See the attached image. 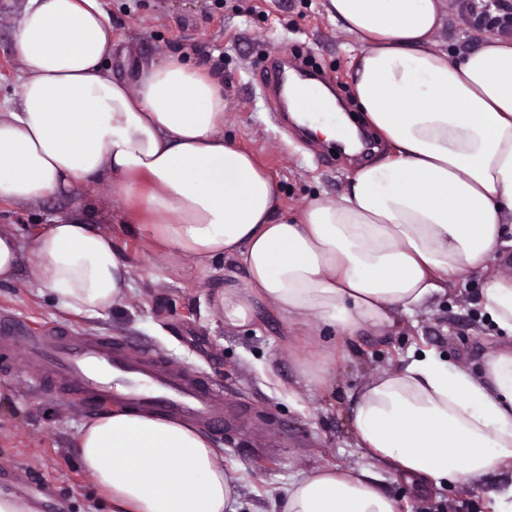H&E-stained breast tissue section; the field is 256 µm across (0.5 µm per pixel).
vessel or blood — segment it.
I'll list each match as a JSON object with an SVG mask.
<instances>
[{"label":"vessel or blood","instance_id":"1","mask_svg":"<svg viewBox=\"0 0 512 512\" xmlns=\"http://www.w3.org/2000/svg\"><path fill=\"white\" fill-rule=\"evenodd\" d=\"M293 106L311 120L335 118L314 85L298 93ZM0 348L14 352L35 381L52 380L76 396L86 411L118 403L204 424L226 421L223 392L201 375L173 368L161 356L135 353L109 337L57 329L30 334L19 322L0 317Z\"/></svg>","mask_w":512,"mask_h":512}]
</instances>
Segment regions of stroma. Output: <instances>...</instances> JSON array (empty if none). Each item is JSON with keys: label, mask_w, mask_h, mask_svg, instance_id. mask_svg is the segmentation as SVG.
Here are the masks:
<instances>
[{"label": "stroma", "mask_w": 512, "mask_h": 512, "mask_svg": "<svg viewBox=\"0 0 512 512\" xmlns=\"http://www.w3.org/2000/svg\"><path fill=\"white\" fill-rule=\"evenodd\" d=\"M486 0H444L445 24L438 47L469 49L480 34L512 38V24L484 16ZM26 0H0V112L6 111L22 65L15 29ZM114 38L109 68L126 79L139 61H162L183 52L191 64L224 79V136L250 151L280 185L284 213L293 215L317 198L336 199L356 169L378 160L377 144L363 159L334 155L324 138L280 123L275 101L261 90L277 54L311 60L329 80L353 122L365 126L350 84V57L357 43L327 16L324 0H103ZM83 207L93 228L110 234L129 260L132 280L122 306L98 316L69 314L39 291L32 268L0 284V317L24 326L66 328L109 336L136 351H154L193 369L224 390V408L236 413L234 428L207 427L226 470L241 479L232 512H268L290 483L323 465L364 466L352 426L353 396L376 376L396 371L435 350L448 362L476 368L483 354L512 344L482 313L481 274L448 284L445 293L414 314L338 337L348 356L331 366L326 385L298 383L295 344L312 363L323 359L321 325L284 319L272 303L257 305L255 321L225 325L210 299L242 266L214 262L201 270L185 257L159 250L132 232L120 194L94 183L75 195H56L36 205L0 203V230L21 240ZM75 398L45 391L23 364L0 354V491L35 504L38 512H105L90 476L72 447L89 420ZM261 458L275 459L270 470ZM376 488L399 502L401 512H489L495 495L512 488V469L487 474L479 486L455 484L426 490L377 467Z\"/></svg>", "instance_id": "1"}]
</instances>
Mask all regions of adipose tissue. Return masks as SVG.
<instances>
[{"instance_id":"1","label":"adipose tissue","mask_w":512,"mask_h":512,"mask_svg":"<svg viewBox=\"0 0 512 512\" xmlns=\"http://www.w3.org/2000/svg\"><path fill=\"white\" fill-rule=\"evenodd\" d=\"M326 12L359 44L353 90L391 148L338 199L284 214L275 181L224 137L221 76L172 54L113 79L100 0H26L14 107L0 113V202L107 183L158 247L199 268H245L212 298L229 326L251 324L267 301L351 336L480 270L483 311L512 336V277L491 270L512 256V39L437 47L441 0H327ZM25 263L43 293L88 316L119 306L132 275L79 208L26 242L0 231V283ZM353 429L371 460L432 488L512 467V349L475 370L424 351L362 389ZM74 448L108 512H224L238 496L212 440L176 418L115 409L84 422ZM375 479L366 467H321L291 486L281 512H399Z\"/></svg>"}]
</instances>
